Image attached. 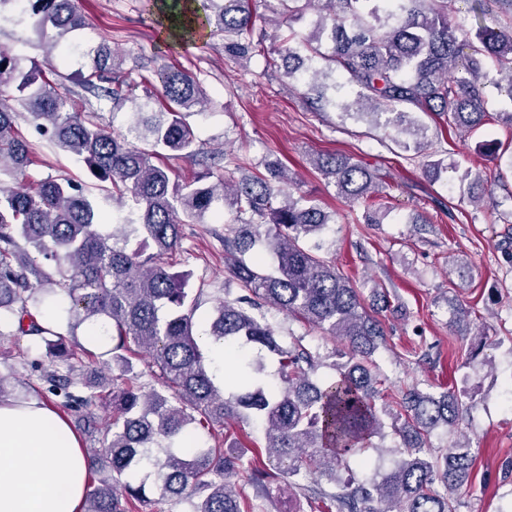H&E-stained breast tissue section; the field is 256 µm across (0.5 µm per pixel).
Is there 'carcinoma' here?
Segmentation results:
<instances>
[{"instance_id":"obj_1","label":"carcinoma","mask_w":512,"mask_h":512,"mask_svg":"<svg viewBox=\"0 0 512 512\" xmlns=\"http://www.w3.org/2000/svg\"><path fill=\"white\" fill-rule=\"evenodd\" d=\"M160 0L174 36L190 42L207 31L224 50L244 57L253 49L252 0ZM78 0H28L21 17L40 32L51 28L45 65L78 52L91 58L82 87L112 100V111L134 103L126 131L114 134L99 113L79 110L72 90L52 82L43 68L23 71L19 58L0 50V170L12 177L32 163V144L16 127V107L28 112L38 133L86 163L94 177L112 185V213L101 216L85 186L48 177L33 190L0 188V337L33 336L52 358L51 368L32 364L47 384L44 400L73 413L74 426L100 447L84 451L99 477L87 491L83 512H139L153 481L160 500L193 504L192 512H254L236 488L243 481L261 490L274 474L313 480L311 499L320 512H456L453 498L432 489L436 479L456 492L468 485L474 456L466 444L442 452L429 443L433 429L459 424L467 408L445 391L434 397L414 387L402 392L393 413L377 406L379 367L374 359L386 343L375 308L387 295L374 294L367 309L357 287L311 243L330 214L285 192L286 169L275 160L268 176L237 180L220 151L202 157L205 172L189 183L172 179L165 159L200 155L190 112L204 108L199 81L191 73L163 65L156 76L161 92L144 91L123 59L107 45L83 49L68 38L85 27ZM318 6L317 19L297 46L282 54L286 75L299 72L311 104L336 106L319 82L322 69L338 71L359 88L357 115L395 113L392 124L403 147L420 150L426 128L412 112L432 114L450 128L474 132L487 121L480 78L487 68L512 72V25H481L475 36L479 57L466 56L469 31L448 22V0H279L290 20L304 7ZM482 15L512 18V0H475ZM17 88L22 96L10 95ZM338 193L355 202L379 191V174L343 154L312 160ZM229 213L224 263L243 294L213 308L208 336L231 354L224 384L215 382L196 334L195 313L204 288L188 301V273L171 271L169 258L181 247V216L192 221ZM112 222V230L105 222ZM141 236L155 247L145 257L119 246ZM48 305L57 321L43 325L31 311ZM456 335L471 333L468 311L448 303ZM286 312L322 335L339 339L347 360L328 380L314 378L319 355L302 344H286L268 319ZM104 324V338L71 341L87 320ZM91 357L104 374L84 385L73 360ZM278 365L268 380L267 362ZM148 376L152 384L141 379ZM94 407L109 408L101 427ZM393 418L398 460L381 481L367 487L341 481L336 473L383 437L382 416ZM261 426L269 464L260 453L249 459L224 450V424ZM206 432L214 444L196 442ZM333 490L327 491L322 483Z\"/></svg>"}]
</instances>
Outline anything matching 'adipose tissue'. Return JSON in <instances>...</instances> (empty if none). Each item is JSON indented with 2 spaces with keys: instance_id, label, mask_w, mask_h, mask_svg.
I'll return each mask as SVG.
<instances>
[{
  "instance_id": "ef3b65f1",
  "label": "adipose tissue",
  "mask_w": 512,
  "mask_h": 512,
  "mask_svg": "<svg viewBox=\"0 0 512 512\" xmlns=\"http://www.w3.org/2000/svg\"><path fill=\"white\" fill-rule=\"evenodd\" d=\"M87 475L60 415L34 398L0 402V512H82Z\"/></svg>"
}]
</instances>
